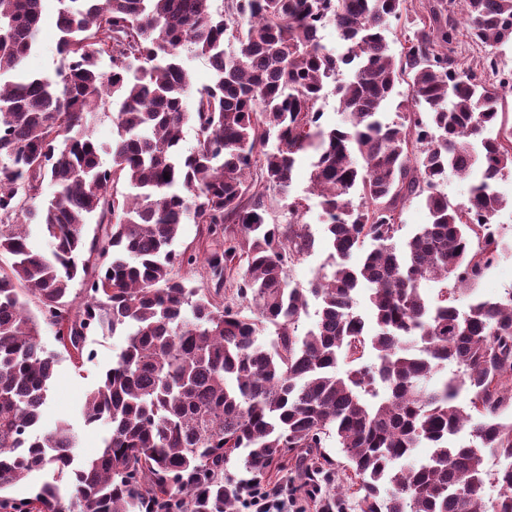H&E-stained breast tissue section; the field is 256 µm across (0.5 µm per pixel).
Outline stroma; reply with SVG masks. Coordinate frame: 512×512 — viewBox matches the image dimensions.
Wrapping results in <instances>:
<instances>
[{"instance_id":"35a3bbf8","label":"stroma","mask_w":512,"mask_h":512,"mask_svg":"<svg viewBox=\"0 0 512 512\" xmlns=\"http://www.w3.org/2000/svg\"><path fill=\"white\" fill-rule=\"evenodd\" d=\"M59 9L58 0H45V14L41 31L38 36L36 49L27 58L26 66L30 71L45 75L54 74L59 67L57 42L59 32L55 25ZM310 156H303L297 163L290 188L289 199L299 201L303 223L307 224L315 238H322L324 224L320 199L309 190L310 186ZM498 191L509 199L510 204L502 209L494 218L493 227L496 230L504 251L500 259L485 273L483 279L475 286L472 294L460 295L457 301L459 308H466L471 296L498 299L512 291V172L507 173L497 183ZM42 345L48 354L57 359L55 373L50 383L49 398L42 410V425L51 428L57 422H69L79 432L81 440L75 450L77 459L94 455L106 427H87L79 415V410L87 394L98 384L102 374L112 367L116 357L125 343V336L112 333L108 329H96L89 334L86 348L92 357L75 364L64 353L54 337L52 329L42 331ZM344 456L340 453L335 442H328L325 458L317 459L320 469L318 490H311L306 484L302 470L294 454L288 453L277 457L266 468L263 476H254L239 462L238 458H230L224 465V480L234 484L253 478L259 479L266 486L285 485L297 490L302 498L306 512H319L322 499H336L348 493L351 483L350 474L342 466Z\"/></svg>"}]
</instances>
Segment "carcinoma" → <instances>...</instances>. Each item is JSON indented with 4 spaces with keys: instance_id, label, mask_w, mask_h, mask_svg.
I'll use <instances>...</instances> for the list:
<instances>
[{
    "instance_id": "cac0c4a2",
    "label": "carcinoma",
    "mask_w": 512,
    "mask_h": 512,
    "mask_svg": "<svg viewBox=\"0 0 512 512\" xmlns=\"http://www.w3.org/2000/svg\"><path fill=\"white\" fill-rule=\"evenodd\" d=\"M43 2L0 0V254L12 258L0 266V491L45 468L68 482L43 483L27 503L0 495V509L232 512V455L259 473L285 450L319 458L333 440L359 480L358 512H512V292L456 305L503 250L491 224L507 204L496 183L512 171V127L482 74L512 82V0L430 2L398 57L387 22L407 0H59L66 68L53 76L26 68ZM458 13L484 48L475 70L460 66ZM327 25L339 57L323 52ZM184 50L213 71L190 107ZM402 81L411 100L387 122ZM329 83L342 119L325 127L316 105ZM100 113L118 128L108 147L90 130ZM309 150L339 261L297 288L287 269L315 238L296 201L288 223H268L265 193L287 199ZM475 166L467 201L451 203L440 186ZM413 199L430 222L401 243ZM93 219L102 241L85 237ZM33 221L48 255L30 246ZM187 222L205 226L215 290L231 279L246 305L176 276L196 264L172 249ZM427 281L440 284L433 297ZM364 289L371 326L357 309ZM310 295L317 320L301 335ZM45 326L68 329L75 360L95 328L125 334L81 408L109 434L79 463L68 422L41 430L56 365ZM416 448L432 453L417 461ZM487 455L508 465L490 473ZM488 483L502 489L489 503Z\"/></svg>"
}]
</instances>
